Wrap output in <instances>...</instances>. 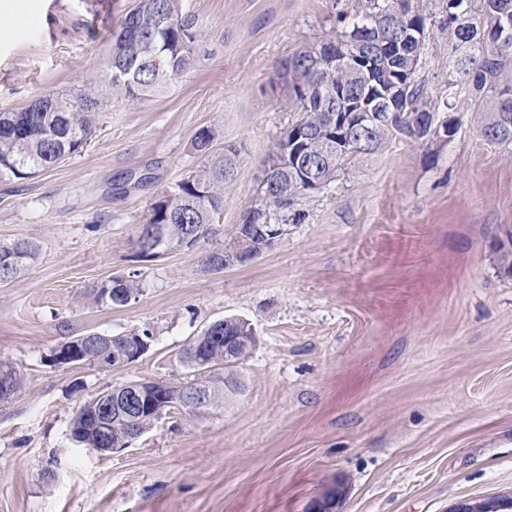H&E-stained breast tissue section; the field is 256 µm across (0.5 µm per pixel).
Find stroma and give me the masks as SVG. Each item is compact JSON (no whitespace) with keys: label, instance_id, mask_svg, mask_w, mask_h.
Returning a JSON list of instances; mask_svg holds the SVG:
<instances>
[{"label":"stroma","instance_id":"obj_1","mask_svg":"<svg viewBox=\"0 0 512 512\" xmlns=\"http://www.w3.org/2000/svg\"><path fill=\"white\" fill-rule=\"evenodd\" d=\"M0 13V111L63 90L111 99L89 144L24 180L0 179V242L39 246L0 284V362L25 385L0 406V512H306L331 486L336 512H451L512 495V144L480 133L486 104L460 86L454 137L393 140L302 200L304 223L254 261L205 270L243 219L298 114L278 60L335 31L334 0H181L198 63L133 105L98 77L131 0H27ZM448 32L422 71L444 91ZM240 157L219 232L143 261L140 224L161 192L202 167L200 129ZM134 275L135 301H95ZM254 327L221 407L174 410L102 454L71 438L106 387L185 381L184 344L214 320ZM149 330L122 370L56 364L68 339Z\"/></svg>","mask_w":512,"mask_h":512}]
</instances>
